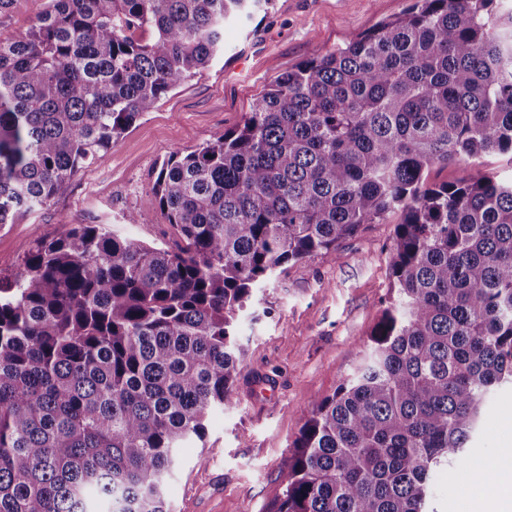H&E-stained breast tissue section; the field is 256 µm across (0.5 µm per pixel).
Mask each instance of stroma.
<instances>
[{
	"label": "stroma",
	"instance_id": "1",
	"mask_svg": "<svg viewBox=\"0 0 512 512\" xmlns=\"http://www.w3.org/2000/svg\"><path fill=\"white\" fill-rule=\"evenodd\" d=\"M413 0H273L252 21L224 26V53L203 74L163 98L102 158L77 170L44 206L0 226V275L11 276L34 242L75 224H99L148 245L182 240L152 205L162 161L234 129L255 99L301 61L345 45L401 15ZM48 0H16L0 17V40L26 32ZM140 223L125 220L129 212ZM399 215L366 225L337 253L287 263L262 280L241 314L242 361L231 408L210 415L204 440L181 449L168 482L170 512H276L283 462L314 404L360 362L389 288L390 248ZM491 416L470 444L472 464L440 465L430 478L431 512H474L464 485L501 468L512 445V386L489 396Z\"/></svg>",
	"mask_w": 512,
	"mask_h": 512
}]
</instances>
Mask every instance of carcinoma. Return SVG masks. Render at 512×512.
I'll return each instance as SVG.
<instances>
[{
    "label": "carcinoma",
    "mask_w": 512,
    "mask_h": 512,
    "mask_svg": "<svg viewBox=\"0 0 512 512\" xmlns=\"http://www.w3.org/2000/svg\"><path fill=\"white\" fill-rule=\"evenodd\" d=\"M0 40V225L49 202L224 51L270 0H50ZM414 0L278 77L242 123L164 161L152 203L185 246L99 224L0 277V512H168L179 450L233 406L260 278L394 213L389 297L356 371L317 402L277 512H427L512 384V5ZM466 176L429 186L434 165Z\"/></svg>",
    "instance_id": "carcinoma-1"
}]
</instances>
